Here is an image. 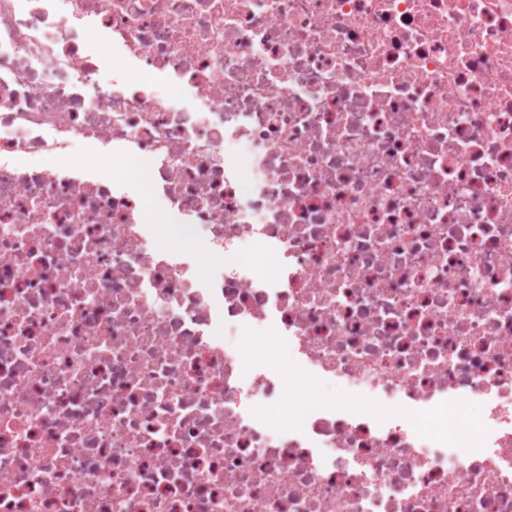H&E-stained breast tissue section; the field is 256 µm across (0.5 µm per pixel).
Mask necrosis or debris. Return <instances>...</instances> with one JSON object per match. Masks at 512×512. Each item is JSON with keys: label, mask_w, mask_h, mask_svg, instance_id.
<instances>
[{"label": "necrosis or debris", "mask_w": 512, "mask_h": 512, "mask_svg": "<svg viewBox=\"0 0 512 512\" xmlns=\"http://www.w3.org/2000/svg\"><path fill=\"white\" fill-rule=\"evenodd\" d=\"M0 512H512V0H0ZM231 347L239 349L247 370L273 366L282 383V400L267 411L277 421H287L298 416L304 399L315 404L334 400L346 403L349 413L364 412L368 404L358 391L347 392L340 385L336 389L310 370L298 373L288 380V351L275 344L272 336L265 334L235 336L229 339Z\"/></svg>", "instance_id": "necrosis-or-debris-1"}]
</instances>
